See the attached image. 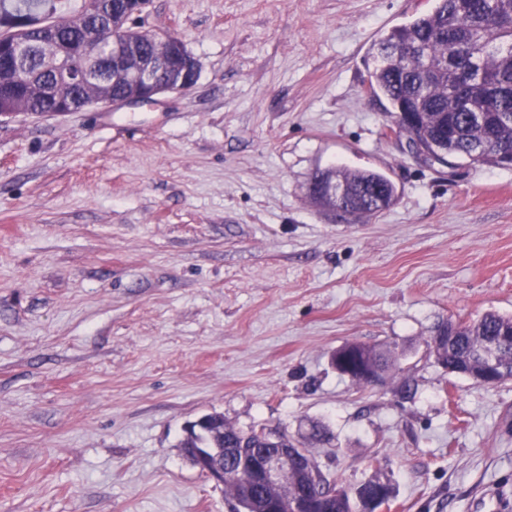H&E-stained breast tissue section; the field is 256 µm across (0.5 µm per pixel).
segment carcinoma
I'll return each instance as SVG.
<instances>
[{
	"label": "carcinoma",
	"instance_id": "cac0c4a2",
	"mask_svg": "<svg viewBox=\"0 0 512 512\" xmlns=\"http://www.w3.org/2000/svg\"><path fill=\"white\" fill-rule=\"evenodd\" d=\"M122 0H83L72 17L55 16V0H0L1 13H26L32 6L56 17L60 48L78 42H92L99 58L111 50L113 38L135 43L145 50L148 35L126 25L112 13ZM9 38L27 42L31 47L28 66L42 92L26 99L29 112L49 113L61 104L79 106L92 98V91L78 94L45 61L41 45L47 41L39 31L19 32ZM372 71L369 90L386 100L396 114L398 129L407 139L416 140L443 156H453L470 164L500 166L512 159V0H434L431 9L411 21L382 33L370 52ZM484 112L485 126L473 121L474 113ZM324 182H336L341 195L310 193L314 203L332 210L372 214L374 192L392 205L396 186L373 170L331 167L319 172ZM464 341L448 351V363L500 336H512V316L494 311L464 323ZM362 355L373 368L387 373L400 369L401 352L397 344L383 348L359 344ZM224 434L206 439L231 449V454L246 452L270 444L269 436L284 441L286 428L279 425L247 430L224 425ZM307 488V479L298 478L282 487L277 498L294 499Z\"/></svg>",
	"mask_w": 512,
	"mask_h": 512
}]
</instances>
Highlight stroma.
Wrapping results in <instances>:
<instances>
[{
  "mask_svg": "<svg viewBox=\"0 0 512 512\" xmlns=\"http://www.w3.org/2000/svg\"><path fill=\"white\" fill-rule=\"evenodd\" d=\"M432 0H151L193 87L0 117V512H231L184 426L287 427L379 512L512 499V381L448 374L437 325L512 315V167L412 155L367 92L369 50ZM375 170L393 205L315 204ZM350 342L398 344L366 387ZM323 182L335 181L337 187L335 194L316 193L310 191V197L314 203L338 211H358L362 215L372 214L381 210L378 207L372 208L371 199L375 190L387 202L390 207L397 195L396 186L382 173L373 170H353L346 167H331L318 172ZM378 196L374 193L373 199ZM380 479H370L364 484L358 486L353 491L347 490L346 493L351 499L356 502L360 501L363 504V510L360 512H376L382 505L386 503L388 492L386 488H378L368 485H380ZM367 484V485H365Z\"/></svg>",
  "mask_w": 512,
  "mask_h": 512,
  "instance_id": "1",
  "label": "stroma"
}]
</instances>
